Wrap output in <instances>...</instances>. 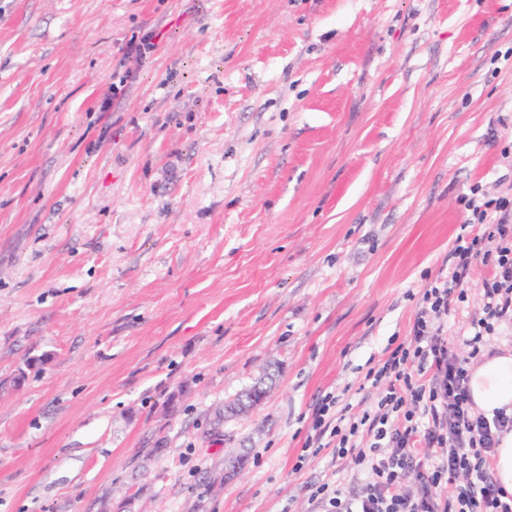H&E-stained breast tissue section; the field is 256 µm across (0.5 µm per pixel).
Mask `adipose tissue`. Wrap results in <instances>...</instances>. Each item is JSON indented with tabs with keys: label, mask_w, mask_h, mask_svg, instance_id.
Wrapping results in <instances>:
<instances>
[{
	"label": "adipose tissue",
	"mask_w": 512,
	"mask_h": 512,
	"mask_svg": "<svg viewBox=\"0 0 512 512\" xmlns=\"http://www.w3.org/2000/svg\"><path fill=\"white\" fill-rule=\"evenodd\" d=\"M468 389L476 412L489 418L499 409L512 414V349L485 353L469 365Z\"/></svg>",
	"instance_id": "obj_1"
}]
</instances>
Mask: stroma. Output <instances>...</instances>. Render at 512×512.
<instances>
[{
    "label": "stroma",
    "instance_id": "35a3bbf8",
    "mask_svg": "<svg viewBox=\"0 0 512 512\" xmlns=\"http://www.w3.org/2000/svg\"><path fill=\"white\" fill-rule=\"evenodd\" d=\"M511 144L512 0H0V512H298L347 481L293 471L312 411L373 404Z\"/></svg>",
    "mask_w": 512,
    "mask_h": 512
}]
</instances>
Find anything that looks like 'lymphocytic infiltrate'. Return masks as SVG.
<instances>
[{
    "label": "lymphocytic infiltrate",
    "mask_w": 512,
    "mask_h": 512,
    "mask_svg": "<svg viewBox=\"0 0 512 512\" xmlns=\"http://www.w3.org/2000/svg\"><path fill=\"white\" fill-rule=\"evenodd\" d=\"M464 208L468 233L450 250L447 274L421 289L410 337L364 376L376 401L355 414L329 392L314 408L295 470L328 448L333 460L351 459L355 478L308 486L310 512H512V496L486 467L512 415L474 414L467 389L470 358L498 326L512 324V196L476 187ZM477 265L482 305L462 356L446 329Z\"/></svg>",
    "instance_id": "f902f5d3"
}]
</instances>
